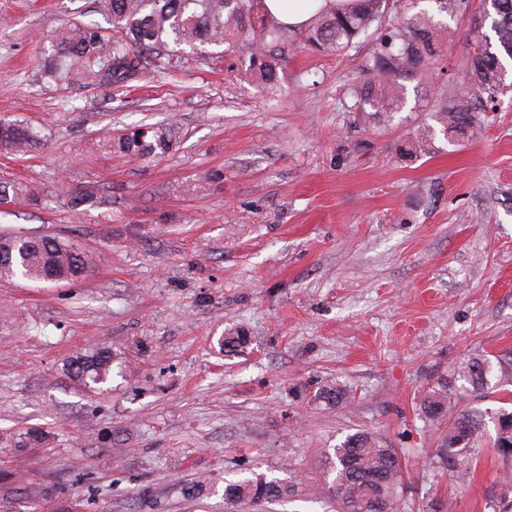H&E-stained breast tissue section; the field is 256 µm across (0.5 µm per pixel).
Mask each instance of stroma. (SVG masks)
Wrapping results in <instances>:
<instances>
[{"label": "stroma", "mask_w": 512, "mask_h": 512, "mask_svg": "<svg viewBox=\"0 0 512 512\" xmlns=\"http://www.w3.org/2000/svg\"><path fill=\"white\" fill-rule=\"evenodd\" d=\"M94 8L0 0V118L47 136L0 157V177L47 197L0 213V233L66 236L94 262L51 288L0 282V512H226L225 481L253 472L297 486L265 512H336L324 455L359 430L396 449L401 512H491L512 474L494 423L452 483L437 455L448 420L419 405L475 355L512 379V93L468 139L403 161L396 145L432 104L362 124L350 86L368 37L334 57L290 33L270 91L232 56L106 88L43 81L42 39ZM480 14L470 0L450 23L448 95ZM159 122L176 131L165 155L98 146ZM64 184L94 206L72 210ZM234 330L248 344L227 356ZM93 346L112 369L88 387L66 363ZM328 381L348 403L316 399ZM31 430L43 445L18 446Z\"/></svg>", "instance_id": "stroma-1"}]
</instances>
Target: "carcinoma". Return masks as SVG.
<instances>
[{
	"instance_id": "carcinoma-1",
	"label": "carcinoma",
	"mask_w": 512,
	"mask_h": 512,
	"mask_svg": "<svg viewBox=\"0 0 512 512\" xmlns=\"http://www.w3.org/2000/svg\"><path fill=\"white\" fill-rule=\"evenodd\" d=\"M98 13L110 24L73 23L42 46L40 72L53 82L85 87L105 86L143 71L166 74L182 56L206 62L216 49L239 55L241 73L255 85H277L286 69L283 44L288 28L269 19L262 0H97ZM469 0H357L343 13L321 10L304 32L306 46L322 55L341 56L362 36H374L375 49L362 63V77L353 86L357 111L364 122L388 123L405 105L409 91L431 97L433 78L447 69L448 16L466 11ZM482 21L490 22L494 39L478 41L465 62L464 91L443 97L432 118L412 132L399 148L410 159L434 153L438 136L464 139L479 124V110L512 87V0H488ZM413 88H408V84ZM43 138L28 125L0 120V154L20 157L37 151ZM174 128L138 127L103 138L108 153L123 156L163 155L172 149ZM36 202L34 189L0 181V200ZM92 257L73 240L56 234H0V276L40 283H60L83 277ZM112 356L94 350L73 357L69 371L95 384L107 381ZM457 375L463 391L478 392L490 384L487 359L472 356ZM317 398L340 406L348 390L339 382L319 388ZM458 391L442 384L421 401L424 414L448 417V433L439 458L452 478H461L472 444L483 426V414L470 408L452 412ZM494 447L512 458V411L499 408ZM326 473L333 476L337 512H400L397 488L401 464L395 449L377 435L360 431L326 454ZM295 487L263 473L224 486V502L236 510L270 504L293 495Z\"/></svg>"
}]
</instances>
